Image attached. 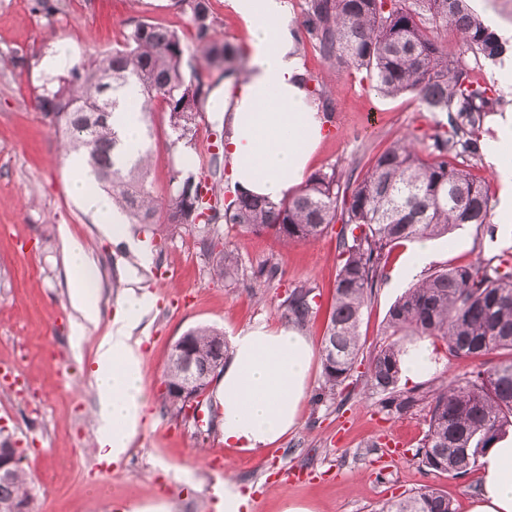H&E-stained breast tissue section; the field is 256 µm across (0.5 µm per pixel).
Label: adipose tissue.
I'll list each match as a JSON object with an SVG mask.
<instances>
[{
    "label": "adipose tissue",
    "mask_w": 512,
    "mask_h": 512,
    "mask_svg": "<svg viewBox=\"0 0 512 512\" xmlns=\"http://www.w3.org/2000/svg\"><path fill=\"white\" fill-rule=\"evenodd\" d=\"M246 35L251 63L240 80L224 82V154L232 190L280 200L292 195L325 137L323 116L303 77L293 43V24L285 0H228ZM485 153L500 186L497 211L512 224V118L502 122ZM73 193L102 215L113 238L149 260L132 238L111 198L93 191L86 157L64 158ZM72 277L70 304L80 317L74 332L101 318L92 256L77 243L67 248ZM149 293L129 290L119 301L105 336L96 345L94 417L105 458L119 460L144 424L148 396L144 353L133 326L151 306ZM315 352L292 327L265 324L239 331L231 339V360L221 373L216 399L224 424V445L256 450L279 440L299 422ZM483 492L471 512H512V437L496 442L481 460Z\"/></svg>",
    "instance_id": "1"
}]
</instances>
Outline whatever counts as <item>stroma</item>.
I'll use <instances>...</instances> for the list:
<instances>
[{
  "label": "stroma",
  "instance_id": "1",
  "mask_svg": "<svg viewBox=\"0 0 512 512\" xmlns=\"http://www.w3.org/2000/svg\"><path fill=\"white\" fill-rule=\"evenodd\" d=\"M31 0H0V362L9 363L18 385L0 380V435L22 448L33 481L35 512H140L164 503L166 512H224V480L232 478L251 496L250 512H281L284 501L310 503L315 512H377L382 502L430 486L447 492L456 512H470L479 495V474L452 478L422 470L412 453L425 431V410L400 418L382 411L366 378L338 388L316 403L322 363L314 361L297 427L260 451L224 445L220 428L164 405V372L175 340L198 326L234 335L249 326L284 324L282 302L297 284L315 287L322 307L303 333L321 345L326 309L337 273L338 226L314 240L284 246L272 233L223 225L224 246L239 261L233 281L212 279L213 260L202 251L197 229L161 223L164 253L151 263L116 244L104 219L70 191L60 137L35 107L47 76L123 44L131 19L192 32L173 0H60L45 18ZM298 54L307 76L333 92L336 112L311 163L312 170L346 174L405 135L424 137L444 114L428 111L410 94L377 95L369 82L344 68H330L311 46ZM185 73L201 71L212 90L201 106L194 145H172L169 116L150 117L151 182L166 197L170 178L208 161L224 144V80L200 70L195 52L183 58ZM74 240L98 260L103 321L84 337L72 334L77 319L69 303L64 245ZM410 242L394 247L389 277L368 301L359 327L358 371L389 338L383 324L390 306L413 278L398 277ZM429 269L465 265L512 249V237L490 236L466 225L433 239ZM267 263L279 269L271 282L253 274ZM151 292L155 301L140 324L143 375L149 405L134 446L104 469L94 424L92 359L108 330L107 318L129 286ZM400 447L391 461L388 450Z\"/></svg>",
  "mask_w": 512,
  "mask_h": 512
}]
</instances>
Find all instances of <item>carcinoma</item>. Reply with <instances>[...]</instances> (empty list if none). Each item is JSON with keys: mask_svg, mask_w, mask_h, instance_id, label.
Wrapping results in <instances>:
<instances>
[{"mask_svg": "<svg viewBox=\"0 0 512 512\" xmlns=\"http://www.w3.org/2000/svg\"><path fill=\"white\" fill-rule=\"evenodd\" d=\"M175 5L188 15L195 50L206 68L224 78L243 75L245 58L217 38L210 0H175ZM302 26L330 65L366 74L380 94L414 95L428 111L447 114L448 125L429 135L424 151L409 136L395 140L354 182L342 180L334 168L316 171L288 199L240 194L222 208L216 195L219 157L198 173L175 172L161 201L151 186L150 149L142 147L134 159L118 152L116 125L124 111L123 91L131 83L143 97L140 121L148 122L160 103L170 115V146L195 140L196 114L212 86L197 72L185 74L182 62L189 46L179 32L132 19L123 47L72 66L36 101L38 110L51 117L65 151L86 153L95 188L105 191L131 223L152 233L162 213L168 224L198 226L203 249L215 259L212 277L217 280L232 279L239 270L238 258L224 249L222 222L271 232L285 244L308 241L341 222L334 300L321 349L322 401L352 376L363 310L386 278L389 249L443 237L464 225L490 224L492 195L488 184L472 175L470 161L480 156L484 118L496 111L500 98L468 56L497 61L509 47L473 10L471 0H305ZM440 28L459 36L458 55H448L436 36ZM311 95L332 119V94L315 87ZM316 297L306 283L293 287L283 301L285 318L304 327L318 311ZM385 332L402 340L381 346L370 358L369 382L389 416L428 408L426 431L413 458L428 470L454 476L477 468L479 458L512 428V253L429 272L391 306ZM190 335L199 365L225 355L222 331L204 326ZM426 340L441 343L450 358H471L478 365L437 385L400 386L404 357ZM490 355L496 363H489ZM183 380L180 365L170 362L165 402L179 414L183 402L174 389ZM22 502L33 503V496L18 463L11 477L0 479V512ZM375 512L456 509L447 493L425 486L384 502Z\"/></svg>", "mask_w": 512, "mask_h": 512, "instance_id": "obj_1", "label": "carcinoma"}]
</instances>
